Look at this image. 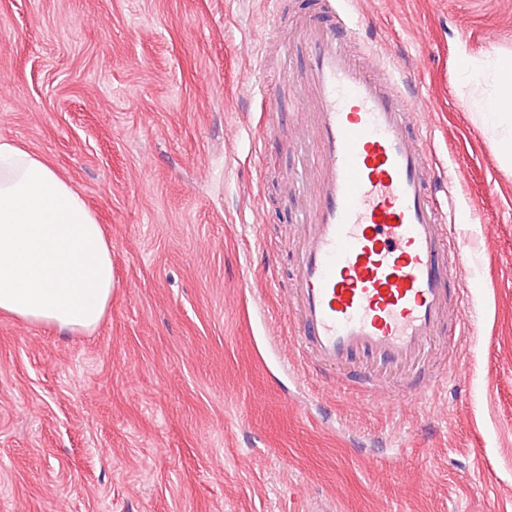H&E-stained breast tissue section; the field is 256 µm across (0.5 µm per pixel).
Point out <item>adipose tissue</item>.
I'll return each mask as SVG.
<instances>
[{"instance_id": "obj_1", "label": "adipose tissue", "mask_w": 512, "mask_h": 512, "mask_svg": "<svg viewBox=\"0 0 512 512\" xmlns=\"http://www.w3.org/2000/svg\"><path fill=\"white\" fill-rule=\"evenodd\" d=\"M462 88L486 119L512 122V53L465 62ZM112 247L83 196L35 152L0 139V312L96 330L112 302Z\"/></svg>"}]
</instances>
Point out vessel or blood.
<instances>
[{
  "label": "vessel or blood",
  "mask_w": 512,
  "mask_h": 512,
  "mask_svg": "<svg viewBox=\"0 0 512 512\" xmlns=\"http://www.w3.org/2000/svg\"><path fill=\"white\" fill-rule=\"evenodd\" d=\"M360 37L336 0H319L291 76L316 181L283 299L300 347L321 369L356 360L405 367L436 336L459 340L466 328L455 290L469 278L470 247L449 235L434 200L430 102L381 64L356 62L345 46ZM432 387L379 389L362 376L335 384L387 409Z\"/></svg>",
  "instance_id": "vessel-or-blood-1"
}]
</instances>
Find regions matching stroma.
<instances>
[{
    "label": "stroma",
    "mask_w": 512,
    "mask_h": 512,
    "mask_svg": "<svg viewBox=\"0 0 512 512\" xmlns=\"http://www.w3.org/2000/svg\"><path fill=\"white\" fill-rule=\"evenodd\" d=\"M347 7L432 100L433 174L456 185L472 273L464 344L341 376L439 386L389 411L336 397L280 300L312 178L288 179L308 151L288 78L312 0H0V138L84 197L115 275L94 332L0 315V512H512V168L458 104L462 59L512 51V0ZM255 70L281 93L260 139ZM260 302L273 348L247 320Z\"/></svg>",
    "instance_id": "stroma-1"
}]
</instances>
